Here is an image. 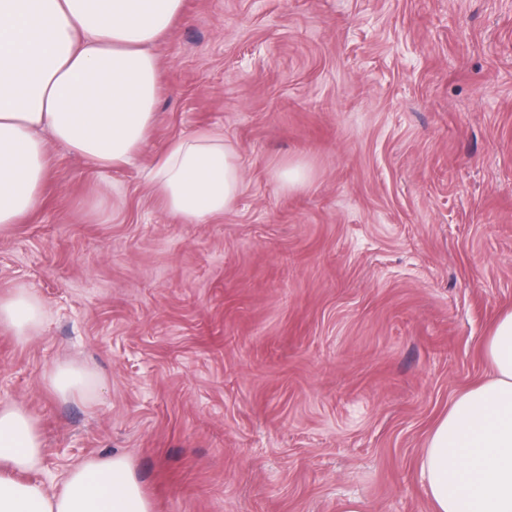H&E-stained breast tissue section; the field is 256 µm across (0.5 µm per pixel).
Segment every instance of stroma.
<instances>
[{"label":"stroma","instance_id":"stroma-1","mask_svg":"<svg viewBox=\"0 0 512 512\" xmlns=\"http://www.w3.org/2000/svg\"><path fill=\"white\" fill-rule=\"evenodd\" d=\"M153 52L148 153L100 172L50 144L0 234V295L46 311L24 345L0 326L38 479L122 455L154 512H430L417 459L512 309V0H184ZM208 127L244 186L188 223L146 172ZM61 364L86 395L50 389ZM273 175L286 191L302 188L310 179L308 168L300 162L284 161L274 168ZM49 386L59 395L82 393L90 387L91 374L77 365H58L47 376Z\"/></svg>","mask_w":512,"mask_h":512}]
</instances>
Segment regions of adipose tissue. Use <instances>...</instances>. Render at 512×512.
<instances>
[{"label": "adipose tissue", "mask_w": 512, "mask_h": 512, "mask_svg": "<svg viewBox=\"0 0 512 512\" xmlns=\"http://www.w3.org/2000/svg\"><path fill=\"white\" fill-rule=\"evenodd\" d=\"M183 0H0V233L35 213L53 177L49 142L89 166L137 160L155 127L159 67L153 45ZM163 208L199 223L233 208L243 175L220 131L173 140L147 174ZM45 322L25 287L0 297V325L21 343ZM487 378L460 394L419 459L431 512H512V310L482 346ZM38 421L0 405V512H153L123 456L72 468L60 487L34 479Z\"/></svg>", "instance_id": "adipose-tissue-1"}]
</instances>
